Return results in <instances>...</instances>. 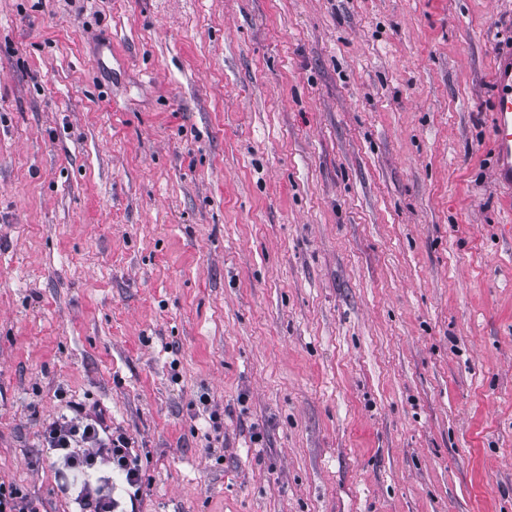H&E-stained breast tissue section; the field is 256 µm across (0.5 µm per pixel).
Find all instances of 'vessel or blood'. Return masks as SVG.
<instances>
[{
  "label": "vessel or blood",
  "instance_id": "b4317fda",
  "mask_svg": "<svg viewBox=\"0 0 512 512\" xmlns=\"http://www.w3.org/2000/svg\"><path fill=\"white\" fill-rule=\"evenodd\" d=\"M495 56L492 78L496 94L490 143L497 159L495 180L506 189L504 201L512 207V48L497 50Z\"/></svg>",
  "mask_w": 512,
  "mask_h": 512
}]
</instances>
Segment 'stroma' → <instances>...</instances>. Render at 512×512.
<instances>
[{"mask_svg":"<svg viewBox=\"0 0 512 512\" xmlns=\"http://www.w3.org/2000/svg\"><path fill=\"white\" fill-rule=\"evenodd\" d=\"M512 0H0V483L71 512H512ZM492 71L496 94L493 100L494 123L490 143L497 164L494 177L507 190L506 206L512 207V48L495 52ZM69 414L49 419L43 426V448L47 457L71 472L80 490L75 503L77 512H115L118 501L112 496V477L103 485L92 487L90 474L100 467L115 473L128 491L132 510L136 502L149 495L141 472V456L135 441L124 430L112 428L100 410L69 402Z\"/></svg>","mask_w":512,"mask_h":512,"instance_id":"obj_1","label":"stroma"}]
</instances>
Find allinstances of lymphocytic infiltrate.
Returning <instances> with one entry per match:
<instances>
[{"label": "lymphocytic infiltrate", "mask_w": 512, "mask_h": 512, "mask_svg": "<svg viewBox=\"0 0 512 512\" xmlns=\"http://www.w3.org/2000/svg\"><path fill=\"white\" fill-rule=\"evenodd\" d=\"M42 437L47 456L70 471L80 486L75 499L78 512H116L111 483L95 487L90 482L91 472L103 466L119 477L131 501L148 496L133 438L107 425L99 410L69 403L66 414L45 422Z\"/></svg>", "instance_id": "obj_1"}]
</instances>
